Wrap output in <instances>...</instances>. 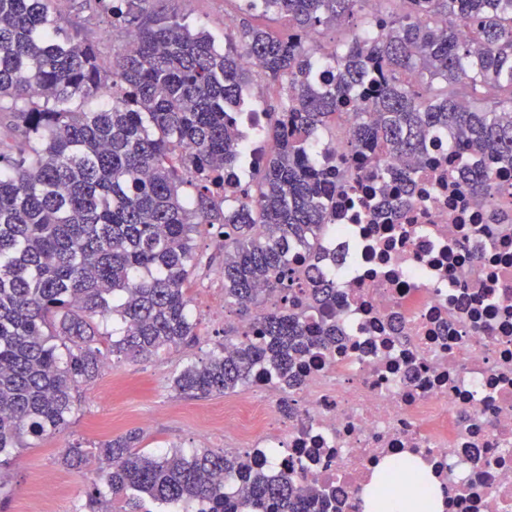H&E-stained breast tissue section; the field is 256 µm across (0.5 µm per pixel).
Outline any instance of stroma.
Segmentation results:
<instances>
[{
  "mask_svg": "<svg viewBox=\"0 0 512 512\" xmlns=\"http://www.w3.org/2000/svg\"><path fill=\"white\" fill-rule=\"evenodd\" d=\"M155 6L219 38L225 34V14L236 11L234 0H156ZM197 253L200 264L188 283L197 341L137 360L107 357L98 376L81 386L68 427L14 451L8 512H80L87 492L99 485L100 473L93 463L80 468L61 463L66 446L74 443L88 448L137 429L143 435L142 450L149 455L172 450L189 455L202 447L223 451L224 431L210 421L212 411L223 407V397H193L173 387L184 367L205 359L223 343L225 332L240 325L234 310L218 316L209 312L210 305L224 297V281L216 275L224 264L222 238L213 230L203 233ZM51 481L57 492L49 497L44 486Z\"/></svg>",
  "mask_w": 512,
  "mask_h": 512,
  "instance_id": "1",
  "label": "stroma"
}]
</instances>
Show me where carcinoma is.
Listing matches in <instances>:
<instances>
[{"label": "carcinoma", "mask_w": 512, "mask_h": 512, "mask_svg": "<svg viewBox=\"0 0 512 512\" xmlns=\"http://www.w3.org/2000/svg\"><path fill=\"white\" fill-rule=\"evenodd\" d=\"M52 2L0 0V112L23 129L16 152L0 153V471L25 438L68 424L80 386L99 373L102 338L117 358L197 340L187 284L206 227L224 238V304L256 336L224 335L175 388L223 395L261 367L298 385L297 357L336 339V324L312 335L306 317L336 303V283L288 264V250L317 243L336 195L360 186L342 173L347 162L315 154L332 123L350 125V152L374 151L373 178L410 181L390 159L425 153L441 135L460 182L485 195L494 170L512 167V0H412L378 30L365 0H261L244 14L284 15L293 34L277 39L244 17L222 49L150 11L151 0H87L115 37L135 38L108 65ZM355 16L354 38L320 52L315 35ZM243 54L286 99L267 113L275 150L259 178L227 186L224 167L245 157L228 118L245 105ZM105 89L111 103L81 107ZM357 98L358 111H344ZM106 315L119 325L110 334L96 322ZM141 441L131 429L92 451L70 445L62 462L98 463L112 495L132 492L135 508L147 497L210 512H315L318 493L301 495L290 475L270 480L229 452L147 455ZM225 474L237 475V495L224 492Z\"/></svg>", "instance_id": "cac0c4a2"}]
</instances>
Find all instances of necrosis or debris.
<instances>
[{"instance_id":"1","label":"necrosis or debris","mask_w":512,"mask_h":512,"mask_svg":"<svg viewBox=\"0 0 512 512\" xmlns=\"http://www.w3.org/2000/svg\"><path fill=\"white\" fill-rule=\"evenodd\" d=\"M265 121L245 107L233 122L256 161L273 148ZM457 165L402 158L412 194L369 179L337 198L319 248L288 259L335 277L342 336L299 359L297 388L261 370L212 415L225 449L320 489L321 512H359L376 466L402 454L430 466L449 512H512V168L481 197Z\"/></svg>"}]
</instances>
